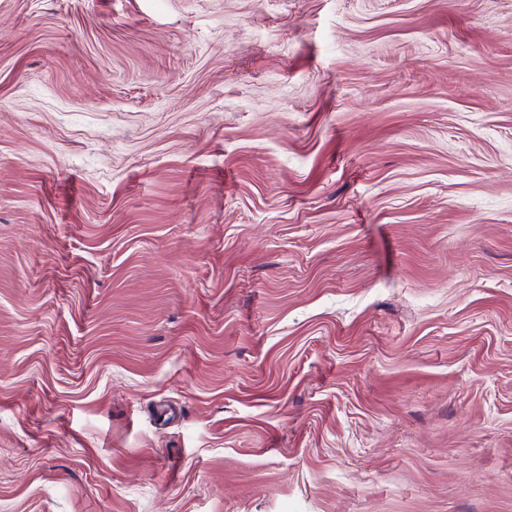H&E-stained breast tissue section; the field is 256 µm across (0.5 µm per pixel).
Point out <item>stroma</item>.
Returning a JSON list of instances; mask_svg holds the SVG:
<instances>
[{"label":"stroma","instance_id":"1","mask_svg":"<svg viewBox=\"0 0 512 512\" xmlns=\"http://www.w3.org/2000/svg\"><path fill=\"white\" fill-rule=\"evenodd\" d=\"M0 512H512V0H0Z\"/></svg>","mask_w":512,"mask_h":512}]
</instances>
